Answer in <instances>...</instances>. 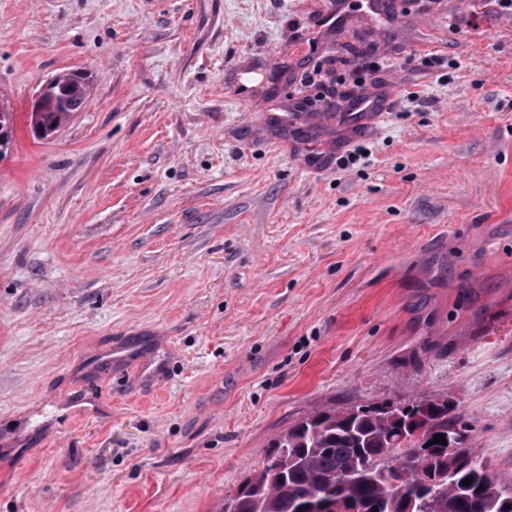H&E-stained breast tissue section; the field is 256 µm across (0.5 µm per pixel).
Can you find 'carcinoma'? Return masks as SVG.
<instances>
[{
    "instance_id": "obj_1",
    "label": "carcinoma",
    "mask_w": 512,
    "mask_h": 512,
    "mask_svg": "<svg viewBox=\"0 0 512 512\" xmlns=\"http://www.w3.org/2000/svg\"><path fill=\"white\" fill-rule=\"evenodd\" d=\"M91 86L76 75L58 83L42 111L30 113L31 132L65 124ZM13 133V113L0 111V157L10 150ZM460 424L448 397L440 395L309 413L267 450L282 468L253 471L226 499L224 512H298L327 495L343 512H421L427 485L441 488L431 512H512V499L500 493L505 476L473 468L469 448L450 454L448 446L432 443ZM468 478L472 483L463 484Z\"/></svg>"
}]
</instances>
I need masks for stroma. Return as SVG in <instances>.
Instances as JSON below:
<instances>
[{
	"mask_svg": "<svg viewBox=\"0 0 512 512\" xmlns=\"http://www.w3.org/2000/svg\"><path fill=\"white\" fill-rule=\"evenodd\" d=\"M330 2L0 0V512H224L296 418L433 395L512 478V11ZM58 81V77L50 78L32 101L28 125L34 135L38 131L64 125L73 112L83 107L92 86L89 78L76 75L60 83ZM56 83L58 84L54 87ZM52 90L53 93L45 100L41 112L43 99ZM375 103L366 106L362 104L349 114L351 128L365 134L375 123L379 121L380 113ZM131 366L137 368L139 377L149 379L160 370L150 357L146 348L136 340L118 342L112 355V367L117 373H122Z\"/></svg>",
	"mask_w": 512,
	"mask_h": 512,
	"instance_id": "obj_1",
	"label": "stroma"
}]
</instances>
